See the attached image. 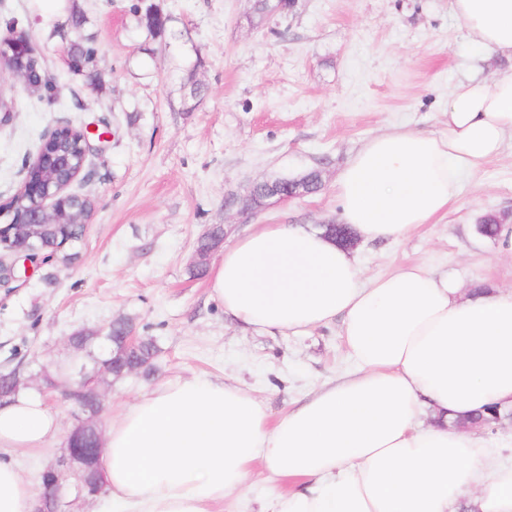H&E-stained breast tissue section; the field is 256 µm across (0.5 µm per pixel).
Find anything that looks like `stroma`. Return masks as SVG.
<instances>
[{"label": "stroma", "instance_id": "35a3bbf8", "mask_svg": "<svg viewBox=\"0 0 512 512\" xmlns=\"http://www.w3.org/2000/svg\"><path fill=\"white\" fill-rule=\"evenodd\" d=\"M136 0H0V35L26 34L55 97L0 71L14 110L0 125V204L20 186L48 131L108 120L112 140L90 154L71 193L95 200L88 231L70 266L53 260L16 288H0V373L29 377L27 393L56 414L57 435L15 451L23 477L38 483L58 462L75 419L43 373L75 356L67 338L131 323L159 351L150 373L103 387L98 424L107 429L160 384L207 375L255 397L277 420L351 369L339 325L298 334L239 324L212 290L213 252L198 264L199 237L225 225V247L263 224L338 221L336 177L374 135L398 127L448 131V96L476 78L492 81L512 59L475 56L450 0H296L292 11L256 24L254 0H154L167 16L163 37L139 24ZM86 22L69 24L72 10ZM14 28H6L7 20ZM93 36L101 88L69 72L71 41ZM206 90L198 103L190 84ZM317 170V192L272 201L255 213L242 198L256 181ZM488 214L512 222V137L502 152L466 177L447 215L399 243L355 239L351 252L367 274L419 263L457 277L465 290L512 289V258L476 231ZM262 468L218 512H261L277 491Z\"/></svg>", "mask_w": 512, "mask_h": 512}]
</instances>
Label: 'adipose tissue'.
<instances>
[{"instance_id":"adipose-tissue-1","label":"adipose tissue","mask_w":512,"mask_h":512,"mask_svg":"<svg viewBox=\"0 0 512 512\" xmlns=\"http://www.w3.org/2000/svg\"><path fill=\"white\" fill-rule=\"evenodd\" d=\"M472 43L512 58V0H451ZM448 132L402 127L368 139L336 180L339 221L364 240L405 239L444 216L461 180L512 133V70L459 82ZM212 288L259 330L341 320L352 373L269 421L238 387L194 375L131 404L102 455L108 512H212L254 465L292 490L265 512H512V431L490 439L454 419L512 410V289L462 293L421 264L364 277L348 248L300 224H270L226 248ZM431 421L417 426L423 409ZM58 422L25 393L0 404V450L40 448ZM36 493L0 459V512H33Z\"/></svg>"}]
</instances>
